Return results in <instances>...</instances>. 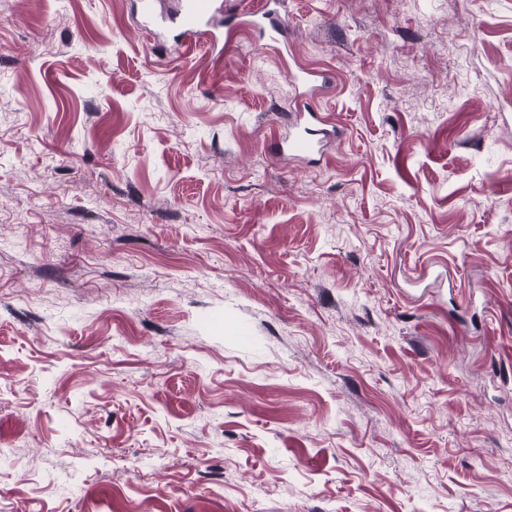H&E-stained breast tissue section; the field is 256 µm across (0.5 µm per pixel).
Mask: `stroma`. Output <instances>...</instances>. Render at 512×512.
I'll return each instance as SVG.
<instances>
[{"label":"stroma","instance_id":"obj_1","mask_svg":"<svg viewBox=\"0 0 512 512\" xmlns=\"http://www.w3.org/2000/svg\"><path fill=\"white\" fill-rule=\"evenodd\" d=\"M133 2L0 0V512H512V0ZM281 7L279 0H263L258 8L242 16L224 8L223 0H180L164 13L158 12L156 0H140L144 19L158 28L156 35L171 33L173 39L182 44H190L197 37L207 35L215 63L223 62L224 49H228L232 37L241 30L257 34L266 42L288 45V18ZM224 31L226 37L223 40ZM289 81L299 106L296 112L281 117L280 123L286 131L276 140L277 156L282 160L317 161L326 145L337 136L336 128L315 105V99L330 85L329 76L324 72L302 69L290 71Z\"/></svg>","mask_w":512,"mask_h":512}]
</instances>
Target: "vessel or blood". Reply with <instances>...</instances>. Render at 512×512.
<instances>
[{"instance_id": "vessel-or-blood-1", "label": "vessel or blood", "mask_w": 512, "mask_h": 512, "mask_svg": "<svg viewBox=\"0 0 512 512\" xmlns=\"http://www.w3.org/2000/svg\"><path fill=\"white\" fill-rule=\"evenodd\" d=\"M141 13L159 33L172 34L175 40L188 44L199 36H207L215 62H223L224 37L241 31L257 34L264 41L281 43L286 39L288 19L281 0H260L258 8L245 14L229 11L224 0H177L168 12L157 9V0H140ZM289 81L299 100L296 112L283 115V133L277 138L280 159L316 160L337 131L327 116L320 112L316 98L330 84L328 74L303 69L290 73Z\"/></svg>"}]
</instances>
